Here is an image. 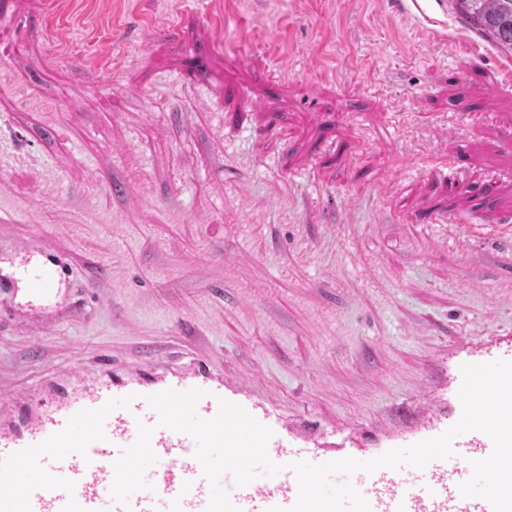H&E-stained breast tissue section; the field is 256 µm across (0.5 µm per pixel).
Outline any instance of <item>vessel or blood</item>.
<instances>
[{
    "instance_id": "obj_1",
    "label": "vessel or blood",
    "mask_w": 512,
    "mask_h": 512,
    "mask_svg": "<svg viewBox=\"0 0 512 512\" xmlns=\"http://www.w3.org/2000/svg\"><path fill=\"white\" fill-rule=\"evenodd\" d=\"M16 265L31 269L29 291L43 300L55 295L64 278L60 261L31 250L17 254ZM498 360L512 362V344L459 356L453 363L448 410L430 414L409 441L415 444L440 436L459 421L462 365ZM201 376L197 368L164 383L105 382L96 369L83 370L57 401L14 427L0 428V498H18L22 512H207L211 487L195 456L196 440L160 426L158 413L147 402L148 396L167 390L194 389ZM204 386L206 394L196 411L210 419L226 392L220 383ZM246 410L272 430L267 452L282 470L238 488L233 503L239 512H270L274 507L289 512L299 494L289 463L320 464L332 456L315 440L289 433L273 413L251 404ZM452 449L451 457L418 469V486L413 490L403 469L381 468L368 474L359 491L370 512H493L488 500L460 492L461 484L470 478L471 462L492 454L491 438L469 431L454 438ZM145 456L158 464L155 480L139 492H129L122 478ZM21 467L31 470L34 478L19 487L12 475ZM106 486L111 489L107 496L102 493Z\"/></svg>"
}]
</instances>
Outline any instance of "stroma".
Returning <instances> with one entry per match:
<instances>
[{"label":"stroma","mask_w":512,"mask_h":512,"mask_svg":"<svg viewBox=\"0 0 512 512\" xmlns=\"http://www.w3.org/2000/svg\"><path fill=\"white\" fill-rule=\"evenodd\" d=\"M0 425L111 356L206 371L289 429L408 435L512 339V51L453 0H0ZM403 178L379 188L387 170ZM375 204H365L370 194ZM29 267L34 269L27 279L29 292L46 300L58 291V286L64 279V267L56 258L48 255H38L32 250H25L16 255V269Z\"/></svg>","instance_id":"35a3bbf8"}]
</instances>
